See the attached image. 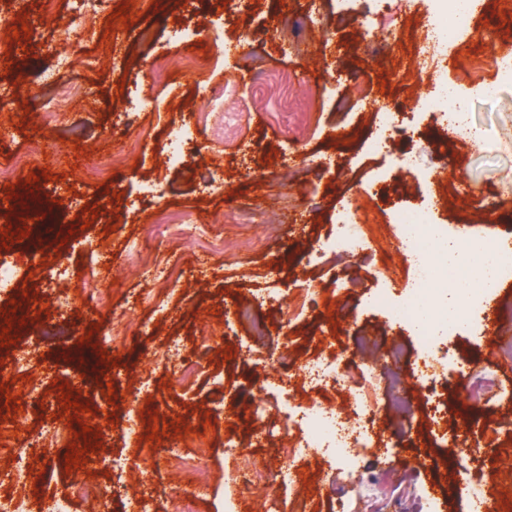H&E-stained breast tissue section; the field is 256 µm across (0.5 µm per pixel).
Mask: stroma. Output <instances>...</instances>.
I'll list each match as a JSON object with an SVG mask.
<instances>
[{"label": "stroma", "mask_w": 512, "mask_h": 512, "mask_svg": "<svg viewBox=\"0 0 512 512\" xmlns=\"http://www.w3.org/2000/svg\"><path fill=\"white\" fill-rule=\"evenodd\" d=\"M83 0H27L21 17L26 32L12 40L0 62V166L28 154L31 142L45 154L28 155L13 179L16 192L38 176L41 224L18 210H1L24 237L0 232V258L13 261L19 279L13 301L0 302L9 320V345L0 346V416L15 426L16 441L0 445V460L24 454L31 479L18 480L19 512H48L52 499L69 491L72 479L92 476L104 492L96 501L72 500L70 512H130L124 488L142 479L152 512H224V481L232 477L224 438L249 440L253 460L275 472L291 465L303 479L318 483L322 497L312 512H424L435 497L442 512H469L467 489L481 478L490 454L480 442L486 422L504 418L495 398L512 377V323L496 335L472 328L439 347L449 361L466 356L464 367L436 382L413 377L418 356L414 335L372 306L375 289L386 286L378 271L386 257L367 241L356 251L314 258L319 239L331 232L337 211L373 206L378 223L392 212L418 205L432 194L446 197L439 223L495 226L512 231V84L501 85L495 101L472 96L466 80L476 59L512 60V0H486L474 14L473 35L449 46L438 66L411 70L407 85L391 76L408 62L410 46L394 42L401 28H421L430 0H351L344 24L336 22V0H165L138 10L126 0H100L93 32L82 46L97 59L93 68L71 62L57 66L50 51L66 38L67 20ZM299 17L300 31L282 34V13ZM222 26L224 43L236 46L241 29L252 37L244 49L260 57L272 78L257 86L236 58L213 65L210 40ZM195 68L183 65L185 57ZM458 85L474 123L488 135L485 146L448 137L420 98L435 79ZM230 83L224 128L206 144L190 142L182 164L166 163L162 146L173 128L193 129L209 111L212 88ZM80 88L67 111L48 115L46 102L58 89ZM398 103L387 152L372 154L368 141L375 115ZM134 144L127 167L104 173L106 156ZM165 188L156 203L146 185ZM189 211L212 221L227 250L204 255L175 236L153 242L148 262L130 255L160 215ZM61 224L70 236L53 249L43 246L46 226ZM112 255L108 274L112 297L87 315L82 298L99 271L101 253ZM397 278L388 284L401 297L411 275L395 258ZM173 270L167 285L163 273ZM68 288L71 302L57 311L54 284ZM312 286L318 293L300 316L289 306L273 307L272 294L292 296ZM265 319L270 331L252 344L242 306ZM61 321L65 336L41 343L48 322ZM129 326L123 342L103 347L101 328ZM399 338L409 350L401 369L405 391L426 405L427 391L450 392L466 428L459 445L443 439V424L419 425L389 406L390 374L378 381L381 435L394 454L365 455L355 472L340 464L313 469L310 461H289L275 434L287 426L280 412L281 390L294 400L327 401L328 393L301 382L298 371L316 352L334 350L348 387L363 383L366 370L387 365L383 346ZM105 351L110 366L98 377L78 365L59 362L60 351L76 346ZM294 366L281 369L282 354ZM70 392L73 405L63 408ZM40 394L42 409L8 412L7 396L27 400ZM265 408L263 422L251 417L254 401ZM58 426L74 433L83 464L60 466L51 448L36 447L41 429ZM201 428L205 452L182 453L202 468L208 487L187 493L178 468L162 463L182 429ZM430 452L438 468L419 462Z\"/></svg>", "instance_id": "1"}]
</instances>
